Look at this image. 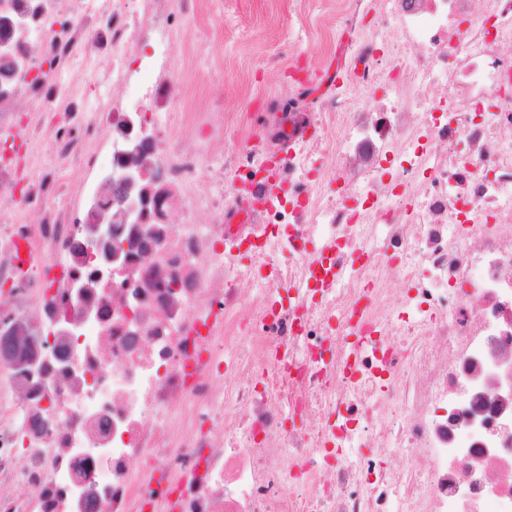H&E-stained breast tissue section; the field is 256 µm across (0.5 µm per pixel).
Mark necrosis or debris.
<instances>
[{"label":"necrosis or debris","instance_id":"1","mask_svg":"<svg viewBox=\"0 0 512 512\" xmlns=\"http://www.w3.org/2000/svg\"><path fill=\"white\" fill-rule=\"evenodd\" d=\"M200 2L0 0V129L60 101L65 167H127L57 80L93 28L95 125L144 171L120 271L87 245L112 188L62 205V171L0 157V195L45 203L0 214V255L37 238L0 336L38 344L0 363V512H512V0H336V92L290 87L260 135L210 119L215 168L191 142L219 85L178 39Z\"/></svg>","mask_w":512,"mask_h":512}]
</instances>
